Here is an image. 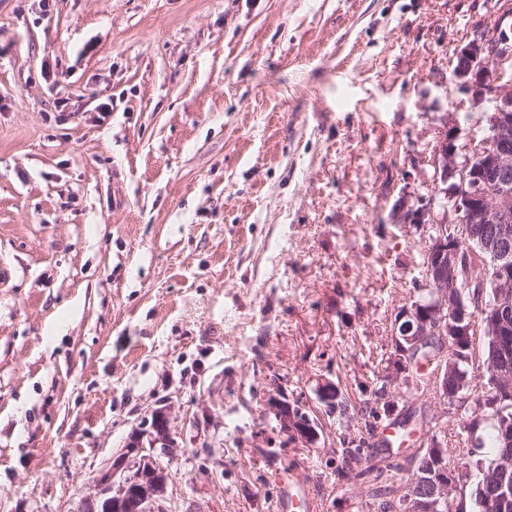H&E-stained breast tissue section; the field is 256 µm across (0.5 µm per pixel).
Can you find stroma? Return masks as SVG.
I'll list each match as a JSON object with an SVG mask.
<instances>
[{
	"instance_id": "stroma-1",
	"label": "stroma",
	"mask_w": 512,
	"mask_h": 512,
	"mask_svg": "<svg viewBox=\"0 0 512 512\" xmlns=\"http://www.w3.org/2000/svg\"><path fill=\"white\" fill-rule=\"evenodd\" d=\"M498 0H0V512H76L166 408L167 512H365L334 469L423 240L397 224ZM322 425L278 435L277 390ZM261 435L275 457L251 452Z\"/></svg>"
}]
</instances>
